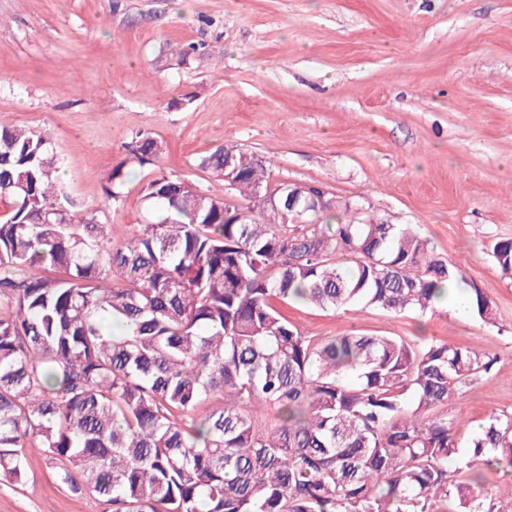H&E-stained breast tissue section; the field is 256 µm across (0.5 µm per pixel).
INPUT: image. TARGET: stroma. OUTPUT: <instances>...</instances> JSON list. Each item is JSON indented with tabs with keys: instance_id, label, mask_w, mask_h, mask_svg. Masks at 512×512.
Returning <instances> with one entry per match:
<instances>
[{
	"instance_id": "35a3bbf8",
	"label": "stroma",
	"mask_w": 512,
	"mask_h": 512,
	"mask_svg": "<svg viewBox=\"0 0 512 512\" xmlns=\"http://www.w3.org/2000/svg\"><path fill=\"white\" fill-rule=\"evenodd\" d=\"M0 122L49 134L60 181L118 244L147 221L159 170L240 204L200 166L226 142L262 157L270 185L312 183L411 225L490 298L492 321L459 320L449 300L424 318L294 303L289 320L317 338L478 348L491 371L438 413L462 443L512 416V274L492 255L512 239V0H0ZM140 132L167 149L106 200ZM25 470L0 482V512H104L41 454Z\"/></svg>"
}]
</instances>
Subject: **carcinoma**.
I'll use <instances>...</instances> for the list:
<instances>
[{"mask_svg":"<svg viewBox=\"0 0 512 512\" xmlns=\"http://www.w3.org/2000/svg\"><path fill=\"white\" fill-rule=\"evenodd\" d=\"M163 151L137 134L106 198L121 197L128 163ZM60 165L47 134L0 123V481L23 484L36 450L107 512H429L437 500L512 512L477 472L512 475V417H489L463 451L433 413L494 359L446 342L315 339L280 310L425 316L462 287L492 320L485 293L414 228L350 200L292 224L285 183L269 189L263 161L226 143L200 166L218 182L233 174L236 216L160 171L142 187L150 219L114 244L112 225L80 215ZM258 191L275 203H255ZM492 254L511 274L512 239Z\"/></svg>","mask_w":512,"mask_h":512,"instance_id":"carcinoma-1","label":"carcinoma"}]
</instances>
